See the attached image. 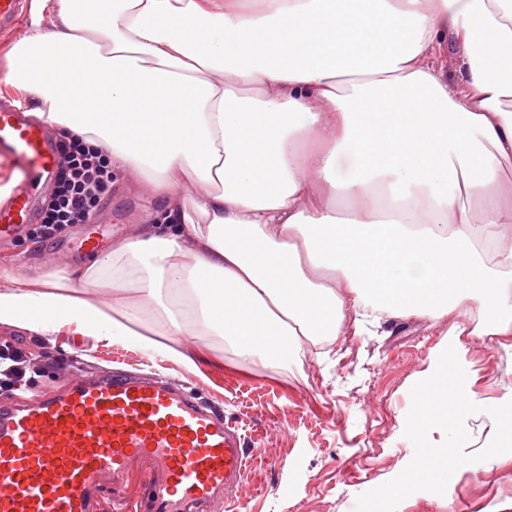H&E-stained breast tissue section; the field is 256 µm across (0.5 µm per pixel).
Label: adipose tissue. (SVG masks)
<instances>
[{
  "label": "adipose tissue",
  "mask_w": 512,
  "mask_h": 512,
  "mask_svg": "<svg viewBox=\"0 0 512 512\" xmlns=\"http://www.w3.org/2000/svg\"><path fill=\"white\" fill-rule=\"evenodd\" d=\"M2 93L159 207L91 264L0 289V324L195 374L202 335L265 365L348 320L450 315L389 512L436 468L444 499L512 459V392L476 391L462 341L512 347V0H31Z\"/></svg>",
  "instance_id": "obj_1"
}]
</instances>
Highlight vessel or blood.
<instances>
[{"label":"vessel or blood","instance_id":"obj_1","mask_svg":"<svg viewBox=\"0 0 512 512\" xmlns=\"http://www.w3.org/2000/svg\"><path fill=\"white\" fill-rule=\"evenodd\" d=\"M0 157L19 181L0 242L19 238L56 170L50 131L0 108ZM242 435L188 386L122 369L75 371L60 390L0 402V512H208L245 473Z\"/></svg>","mask_w":512,"mask_h":512}]
</instances>
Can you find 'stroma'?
<instances>
[{
	"mask_svg": "<svg viewBox=\"0 0 512 512\" xmlns=\"http://www.w3.org/2000/svg\"><path fill=\"white\" fill-rule=\"evenodd\" d=\"M154 208L136 191H111L93 217L109 234L102 251L111 250L113 238L133 235ZM76 264L68 252L26 235L0 247V287L18 275ZM447 329L444 319L393 320L370 336L346 331L328 355L306 347L268 365L249 363L211 337L216 359L199 373L164 360L165 374L223 407L245 439V479L229 503H216L211 512H364L412 449V440L400 433L409 386ZM55 342V357L88 372L156 357L120 339L103 345L59 336ZM465 343L479 391L492 400L512 391V350L486 336H469ZM508 499L512 460L454 483L443 505L431 482L418 483L406 512H495Z\"/></svg>",
	"mask_w": 512,
	"mask_h": 512,
	"instance_id": "1",
	"label": "stroma"
}]
</instances>
